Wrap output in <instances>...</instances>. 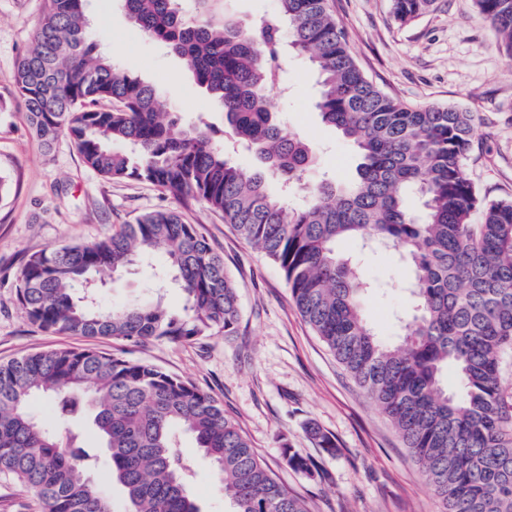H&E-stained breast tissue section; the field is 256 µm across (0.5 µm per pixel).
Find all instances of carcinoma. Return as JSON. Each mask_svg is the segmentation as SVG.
I'll return each mask as SVG.
<instances>
[{
	"mask_svg": "<svg viewBox=\"0 0 512 512\" xmlns=\"http://www.w3.org/2000/svg\"><path fill=\"white\" fill-rule=\"evenodd\" d=\"M86 0H44L38 28L10 82L42 149L66 136L83 162L113 180H144L202 201L282 270L302 318L389 418L430 486L438 512H512V398L504 392L512 353V201L480 196L467 171L476 116L455 107L411 106L384 93L351 56L329 0H277L254 24L228 17L223 0H120L128 20L179 57L224 112V130L187 126L157 91L102 52ZM512 53V0H475ZM434 0H392L407 22ZM288 47L318 74L321 121L356 146L349 181L310 183L315 151L286 130L268 89ZM255 152L246 174L224 134ZM126 149L117 152L112 144ZM280 192L268 189V178ZM306 190L294 207L288 198ZM393 249L414 268L399 339H379L362 298L378 290L357 258L336 243ZM159 253L185 297L183 311L159 303L106 309L87 283ZM17 298L25 319L56 335L131 342L198 341L238 333L239 297L224 259L180 211L159 209L94 243L63 244L24 261ZM453 371L461 393L448 392ZM46 398L54 416L30 403ZM85 417L101 444L70 426ZM191 436L224 491L227 512H309L255 452L210 393L152 364L94 347L36 351L0 362V474L27 489L42 512H112L91 471L105 451L127 512H201L190 486ZM289 467L316 466L282 448Z\"/></svg>",
	"mask_w": 512,
	"mask_h": 512,
	"instance_id": "obj_1",
	"label": "carcinoma"
}]
</instances>
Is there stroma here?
<instances>
[{
  "instance_id": "1",
  "label": "stroma",
  "mask_w": 512,
  "mask_h": 512,
  "mask_svg": "<svg viewBox=\"0 0 512 512\" xmlns=\"http://www.w3.org/2000/svg\"><path fill=\"white\" fill-rule=\"evenodd\" d=\"M356 63L376 86L411 105L452 106L474 113L477 128L470 174L490 200L512 201V55L481 16L475 0H435L406 23L391 0H330ZM42 0H0V360L52 349L80 347L81 336L45 332L24 318L16 284L26 256L66 242L107 238L121 224L157 209H176L198 225L224 258L241 311L237 335L216 333L199 341L133 345L102 339V351L153 364L213 394L250 438L258 454L309 512H437L434 495L389 419L351 379L302 319L280 268L243 241L206 204L182 200L146 181H110L87 168L68 138L43 152L25 121L9 81L42 14ZM99 47L122 70L152 84L170 111L185 122L199 113L223 126V114L162 44L144 37L116 0H87ZM281 82L269 90L288 128L315 149L311 179L350 178L358 164L353 144L321 122L313 104L317 76L307 60L279 55ZM345 255L362 256L367 278L380 291L364 300L369 326L382 339L395 334L394 313L407 306V270L396 256L362 252L339 242ZM155 254L128 272L98 277L106 307L162 301L182 309L183 294L163 276ZM318 427L336 442L327 454L311 435ZM313 460V481L288 467L283 444ZM182 451L196 459L192 492L202 512H224V495L191 437Z\"/></svg>"
}]
</instances>
